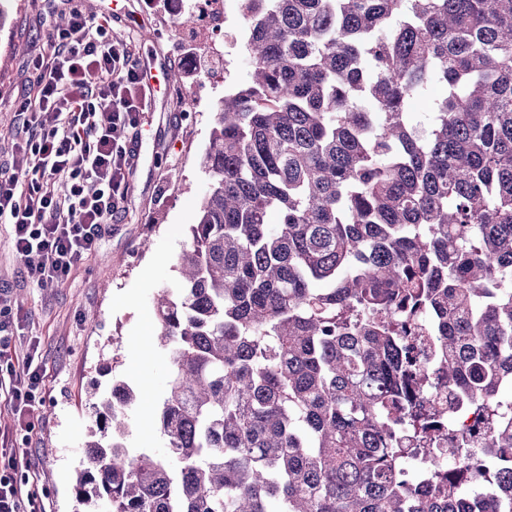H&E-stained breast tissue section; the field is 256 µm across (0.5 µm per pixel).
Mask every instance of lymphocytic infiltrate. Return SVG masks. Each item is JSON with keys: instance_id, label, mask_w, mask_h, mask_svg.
Wrapping results in <instances>:
<instances>
[{"instance_id": "obj_1", "label": "lymphocytic infiltrate", "mask_w": 512, "mask_h": 512, "mask_svg": "<svg viewBox=\"0 0 512 512\" xmlns=\"http://www.w3.org/2000/svg\"><path fill=\"white\" fill-rule=\"evenodd\" d=\"M32 69L33 89L17 105L23 155L13 168L0 167V223L10 225L17 254L38 256L28 276L45 286L62 283L93 254L103 225L120 211L148 102L135 52L113 38L108 16L71 9L66 26L48 29ZM11 342L0 335V386L23 423L44 373L33 359L14 363Z\"/></svg>"}]
</instances>
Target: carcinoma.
<instances>
[{
    "instance_id": "obj_1",
    "label": "carcinoma",
    "mask_w": 512,
    "mask_h": 512,
    "mask_svg": "<svg viewBox=\"0 0 512 512\" xmlns=\"http://www.w3.org/2000/svg\"><path fill=\"white\" fill-rule=\"evenodd\" d=\"M210 182L155 306L161 450L94 406L102 512H512V0H242ZM439 84V97L429 95ZM426 101L423 112L412 103ZM278 214L275 224L271 213ZM465 395L481 435L429 389ZM438 444L459 465L404 476Z\"/></svg>"
}]
</instances>
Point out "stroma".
Listing matches in <instances>:
<instances>
[{
    "label": "stroma",
    "instance_id": "stroma-1",
    "mask_svg": "<svg viewBox=\"0 0 512 512\" xmlns=\"http://www.w3.org/2000/svg\"><path fill=\"white\" fill-rule=\"evenodd\" d=\"M72 5L110 14L113 36L131 42L141 69L155 70L157 78L140 115L124 209L63 284L33 283L13 249L10 225L0 223V294L10 305L0 321L21 326L13 354L37 353L45 373L30 431L19 429L9 395L0 390V443L20 449L18 471L28 475L26 489L46 512H90L76 499L75 479L96 429L93 396L108 393L113 378L136 393L127 410V446L160 447L158 407L170 366L156 339L154 302L180 284L179 255L208 187L202 156L219 98L205 77L209 63L191 65L177 21H162L145 0H12L0 25V164L16 152L22 122L15 98L31 81L29 54ZM175 71L183 83L167 80Z\"/></svg>",
    "mask_w": 512,
    "mask_h": 512
}]
</instances>
